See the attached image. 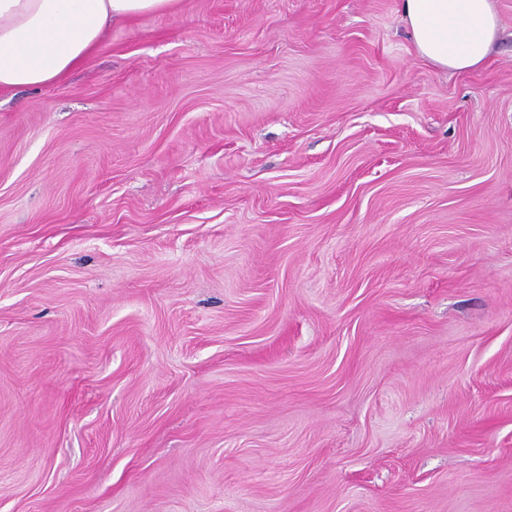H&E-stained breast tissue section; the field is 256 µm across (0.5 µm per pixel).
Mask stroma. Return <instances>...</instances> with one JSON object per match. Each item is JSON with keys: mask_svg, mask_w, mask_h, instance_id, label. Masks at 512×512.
I'll return each mask as SVG.
<instances>
[{"mask_svg": "<svg viewBox=\"0 0 512 512\" xmlns=\"http://www.w3.org/2000/svg\"><path fill=\"white\" fill-rule=\"evenodd\" d=\"M181 0L0 95V512H512V0ZM496 0H399L415 54L466 73L485 63L500 31Z\"/></svg>", "mask_w": 512, "mask_h": 512, "instance_id": "stroma-1", "label": "stroma"}]
</instances>
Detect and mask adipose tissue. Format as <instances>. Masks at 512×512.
Here are the masks:
<instances>
[{
  "instance_id": "adipose-tissue-1",
  "label": "adipose tissue",
  "mask_w": 512,
  "mask_h": 512,
  "mask_svg": "<svg viewBox=\"0 0 512 512\" xmlns=\"http://www.w3.org/2000/svg\"><path fill=\"white\" fill-rule=\"evenodd\" d=\"M178 0H0V94L62 81L105 33ZM415 54L466 73L485 63L500 31L495 0H399Z\"/></svg>"
}]
</instances>
